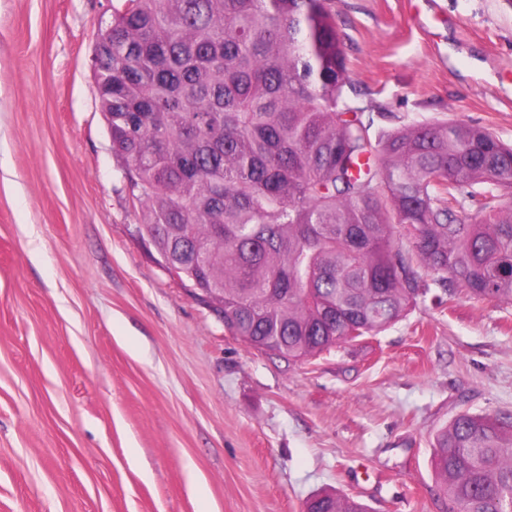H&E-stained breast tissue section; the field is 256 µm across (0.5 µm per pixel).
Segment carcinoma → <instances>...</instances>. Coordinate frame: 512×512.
<instances>
[{
  "mask_svg": "<svg viewBox=\"0 0 512 512\" xmlns=\"http://www.w3.org/2000/svg\"><path fill=\"white\" fill-rule=\"evenodd\" d=\"M99 37L144 229L180 281L221 289L215 314L249 347L302 361L434 289L512 303V146L454 120L372 140L331 0H119ZM433 448L449 512H512L511 412L461 411ZM304 512L368 509L321 493Z\"/></svg>",
  "mask_w": 512,
  "mask_h": 512,
  "instance_id": "cac0c4a2",
  "label": "carcinoma"
}]
</instances>
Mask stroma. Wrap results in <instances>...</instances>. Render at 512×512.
I'll list each match as a JSON object with an SVG mask.
<instances>
[{"label":"stroma","mask_w":512,"mask_h":512,"mask_svg":"<svg viewBox=\"0 0 512 512\" xmlns=\"http://www.w3.org/2000/svg\"><path fill=\"white\" fill-rule=\"evenodd\" d=\"M113 0H0V512H444L433 438L512 411V303H424L302 362L171 278L92 69ZM371 135L458 119L512 143V0H335ZM305 512H368L364 504L354 497L339 496L333 493H321L308 498Z\"/></svg>","instance_id":"1"}]
</instances>
